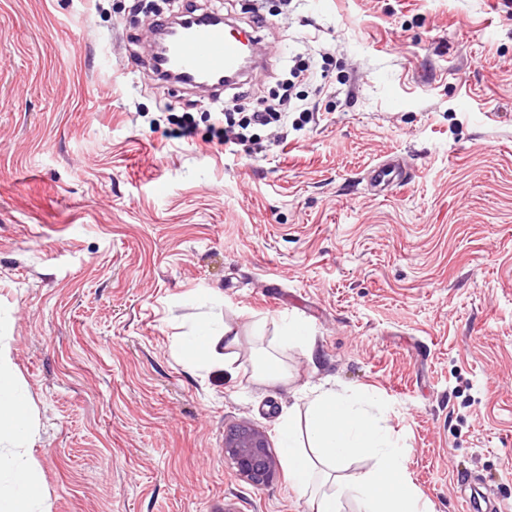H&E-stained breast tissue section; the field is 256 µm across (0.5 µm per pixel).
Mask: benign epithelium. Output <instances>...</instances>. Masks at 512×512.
Here are the masks:
<instances>
[{"label": "benign epithelium", "instance_id": "benign-epithelium-1", "mask_svg": "<svg viewBox=\"0 0 512 512\" xmlns=\"http://www.w3.org/2000/svg\"><path fill=\"white\" fill-rule=\"evenodd\" d=\"M224 459L253 485L269 483L279 472V460L264 430L241 424L224 433Z\"/></svg>", "mask_w": 512, "mask_h": 512}]
</instances>
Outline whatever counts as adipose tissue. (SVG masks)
I'll use <instances>...</instances> for the list:
<instances>
[{
  "label": "adipose tissue",
  "mask_w": 512,
  "mask_h": 512,
  "mask_svg": "<svg viewBox=\"0 0 512 512\" xmlns=\"http://www.w3.org/2000/svg\"><path fill=\"white\" fill-rule=\"evenodd\" d=\"M242 338L232 325L202 326L182 356L226 367L237 358ZM10 350L0 344V512H43L42 495L22 454L33 424L22 390L10 370ZM367 397L350 398L327 390L312 397L303 417L280 425L283 459L295 489L310 497L314 512H341L353 498L360 512H422L420 497L404 471L391 430L372 411ZM375 459V468L348 482L338 481L352 457Z\"/></svg>",
  "instance_id": "adipose-tissue-1"
}]
</instances>
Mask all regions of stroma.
Segmentation results:
<instances>
[{
	"instance_id": "obj_1",
	"label": "stroma",
	"mask_w": 512,
	"mask_h": 512,
	"mask_svg": "<svg viewBox=\"0 0 512 512\" xmlns=\"http://www.w3.org/2000/svg\"><path fill=\"white\" fill-rule=\"evenodd\" d=\"M136 3L0 0V343L49 512H311L287 472L242 480L224 431L279 448L320 389L375 395L428 512L473 480L512 505V0H268L262 64L219 98L131 67L179 13ZM292 51L317 116L282 149L209 143ZM388 157L410 183L373 196ZM286 317L312 346L257 383ZM204 320L241 330L232 370L180 357ZM254 358H258L256 363V380L263 384H288V372L283 368L280 361L270 354L254 352Z\"/></svg>"
}]
</instances>
